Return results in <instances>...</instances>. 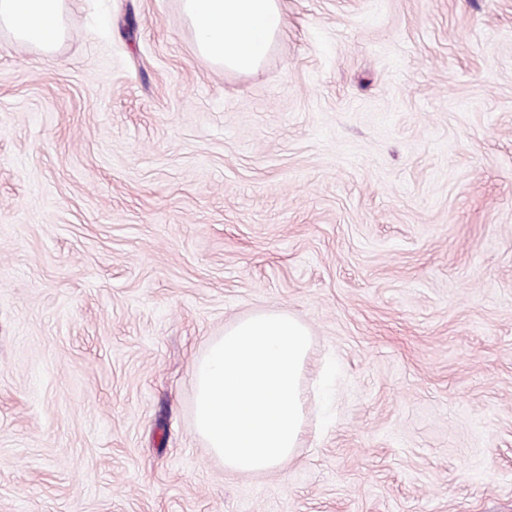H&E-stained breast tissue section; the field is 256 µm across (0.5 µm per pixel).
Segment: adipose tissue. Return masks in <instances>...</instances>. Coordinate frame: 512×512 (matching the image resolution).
<instances>
[{"mask_svg": "<svg viewBox=\"0 0 512 512\" xmlns=\"http://www.w3.org/2000/svg\"><path fill=\"white\" fill-rule=\"evenodd\" d=\"M198 53L237 73L255 70L287 27L283 0H184ZM64 0H0V29L51 52L64 37Z\"/></svg>", "mask_w": 512, "mask_h": 512, "instance_id": "obj_1", "label": "adipose tissue"}]
</instances>
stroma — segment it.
Instances as JSON below:
<instances>
[{"label":"stroma","mask_w":512,"mask_h":512,"mask_svg":"<svg viewBox=\"0 0 512 512\" xmlns=\"http://www.w3.org/2000/svg\"><path fill=\"white\" fill-rule=\"evenodd\" d=\"M238 75L182 0L0 30V512H512V0H284ZM311 333L305 430L234 473L192 363Z\"/></svg>","instance_id":"35a3bbf8"}]
</instances>
